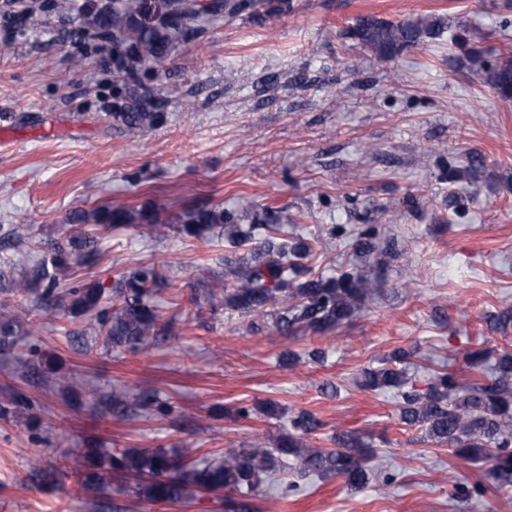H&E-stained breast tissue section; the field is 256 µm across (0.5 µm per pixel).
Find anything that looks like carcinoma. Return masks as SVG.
<instances>
[{
    "mask_svg": "<svg viewBox=\"0 0 512 512\" xmlns=\"http://www.w3.org/2000/svg\"><path fill=\"white\" fill-rule=\"evenodd\" d=\"M182 16L178 32L160 20L136 17L133 0H112V13H87L90 27L101 37L112 36V69L117 80L136 81L143 71L161 66L178 42H187L204 26H214L236 18L251 21L276 16L288 10V0H212L191 3L175 0ZM454 34L459 54L453 57L457 69L479 76L504 103L512 100V52L496 53L471 33L468 25L445 14L429 13L399 21L375 15L360 16L342 31V37L368 49L377 58L395 60L402 54ZM113 119L129 134L161 123L157 111L161 101L145 94L129 106L116 92ZM484 159L470 152L442 169L450 184L478 185L484 174ZM67 223L70 233L47 242L44 256L34 260L29 249L18 250L14 264L30 266L24 279H11L0 271V283L9 282L33 296L37 309L56 310L72 318H94L92 330L110 347L131 351L149 349L158 338L173 332V322L162 321L154 296L166 286L163 269L141 263L122 273L105 294L102 284L87 283L79 276L98 263L97 225L112 230L147 225L158 238L168 232L208 242L224 238L229 247L254 244L247 255L224 257V280L208 291L207 304L257 319V325L271 328L282 336L312 333L323 335L351 322L366 299L377 288V281L345 271L337 276H312L301 260L309 255L303 242L289 245L276 241L280 232L279 210L265 207L238 213L222 204L190 207L175 217L150 202L137 206L99 207L74 210ZM375 228L357 233L355 255L364 257L375 248ZM26 316L0 309V351H8L17 336H27ZM413 352L395 350L375 368L361 372L358 385L372 391H394L399 399L400 421L425 431L426 437L445 444L451 454L470 464L489 463L482 481L456 486L454 496L472 500L487 491L512 488V351L501 350L488 364L487 348L471 350L465 356L469 375L441 370L433 372L423 389L416 388L406 364ZM284 409L275 400H265L237 410L240 418L255 414L279 417ZM321 421L301 411L290 420V430L277 439L273 448H239L223 457L199 456L198 448H125L111 453L87 448L80 489L98 492L104 474L133 481L126 490L147 502H176L205 491H228L239 495L230 500L232 512H255L243 500L267 479L286 469H295L307 478H340L351 489L363 487L374 476L370 466L375 454L365 435L354 430L340 431L330 438V448H310L306 436L321 429ZM30 473L55 488L67 475L43 469L37 456L29 459Z\"/></svg>",
    "mask_w": 512,
    "mask_h": 512,
    "instance_id": "cac0c4a2",
    "label": "carcinoma"
}]
</instances>
